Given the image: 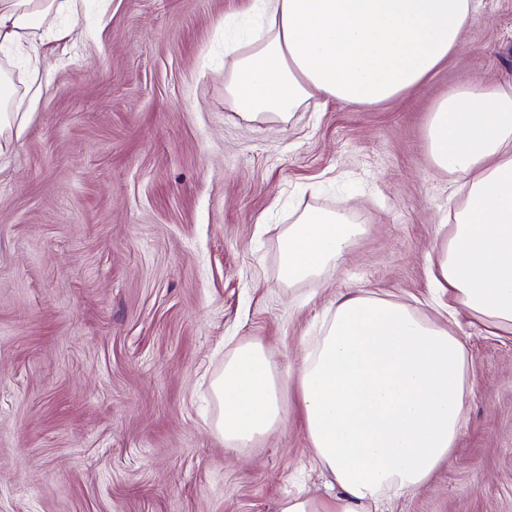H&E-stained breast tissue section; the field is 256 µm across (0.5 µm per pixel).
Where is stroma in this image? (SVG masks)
<instances>
[{"mask_svg":"<svg viewBox=\"0 0 512 512\" xmlns=\"http://www.w3.org/2000/svg\"><path fill=\"white\" fill-rule=\"evenodd\" d=\"M250 0H88L43 48L50 75L0 156V512H278L328 495L293 377L336 296L434 314L456 175L433 163L434 103L512 87V0H475L461 50L375 105L313 97L244 124L224 99V23ZM307 209L364 232L290 286L279 235ZM467 417L449 463L387 512H512V335L467 310ZM270 349L286 424L229 447L212 384Z\"/></svg>","mask_w":512,"mask_h":512,"instance_id":"stroma-1","label":"stroma"}]
</instances>
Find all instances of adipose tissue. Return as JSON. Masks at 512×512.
<instances>
[{
	"mask_svg": "<svg viewBox=\"0 0 512 512\" xmlns=\"http://www.w3.org/2000/svg\"><path fill=\"white\" fill-rule=\"evenodd\" d=\"M85 0H0V52H25L28 105L49 76L38 43L57 15ZM259 31L225 42L235 54L224 97L247 123L288 122L313 95L377 104L418 89L464 43L472 0H252ZM436 166L466 191L446 245L431 261L449 306L512 333V90L475 83L438 100L428 128ZM346 213L307 210L280 236L281 274L296 284L343 258L361 234ZM314 462L330 478L322 500L280 512H380L421 489L451 452L469 393L464 343L401 300L366 291L337 299L296 374ZM263 346H237L213 383L225 443L272 435L288 419Z\"/></svg>",
	"mask_w": 512,
	"mask_h": 512,
	"instance_id": "1",
	"label": "adipose tissue"
}]
</instances>
